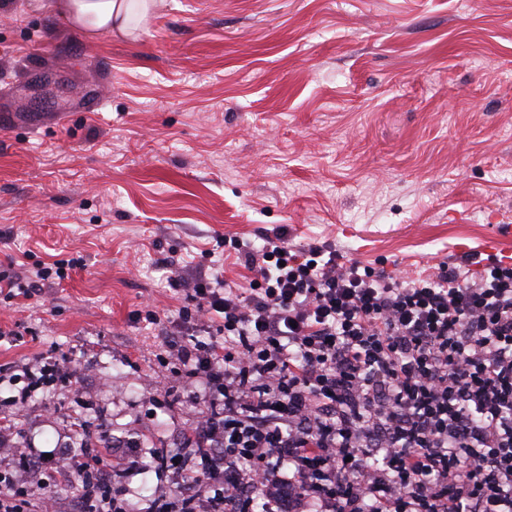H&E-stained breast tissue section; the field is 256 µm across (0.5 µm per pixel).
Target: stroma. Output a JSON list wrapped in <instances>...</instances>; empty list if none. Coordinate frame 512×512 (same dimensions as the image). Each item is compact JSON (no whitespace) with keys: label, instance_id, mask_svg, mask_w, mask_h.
Instances as JSON below:
<instances>
[{"label":"stroma","instance_id":"35a3bbf8","mask_svg":"<svg viewBox=\"0 0 512 512\" xmlns=\"http://www.w3.org/2000/svg\"><path fill=\"white\" fill-rule=\"evenodd\" d=\"M56 0H0V262L83 259L0 296V422L24 456L107 422L115 489L152 512L153 454L205 405L169 375L172 276L252 274L226 238L284 231L401 279L512 263V0H154L86 36ZM497 239L496 251L486 241ZM68 357L16 408L18 366Z\"/></svg>","mask_w":512,"mask_h":512}]
</instances>
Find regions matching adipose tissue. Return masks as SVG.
Returning a JSON list of instances; mask_svg holds the SVG:
<instances>
[{
    "label": "adipose tissue",
    "instance_id": "1",
    "mask_svg": "<svg viewBox=\"0 0 512 512\" xmlns=\"http://www.w3.org/2000/svg\"><path fill=\"white\" fill-rule=\"evenodd\" d=\"M152 0H57L60 16L89 36L127 30L131 15L146 17Z\"/></svg>",
    "mask_w": 512,
    "mask_h": 512
}]
</instances>
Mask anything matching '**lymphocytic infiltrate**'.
<instances>
[{
    "instance_id": "1",
    "label": "lymphocytic infiltrate",
    "mask_w": 512,
    "mask_h": 512,
    "mask_svg": "<svg viewBox=\"0 0 512 512\" xmlns=\"http://www.w3.org/2000/svg\"><path fill=\"white\" fill-rule=\"evenodd\" d=\"M255 277L184 281L177 319L149 312L208 405L183 430L201 449L155 512H512V265L415 280L344 264L322 246L234 238ZM62 270L5 267L29 298ZM211 335L179 343V333ZM72 438L70 481L90 512H126L102 452Z\"/></svg>"
}]
</instances>
